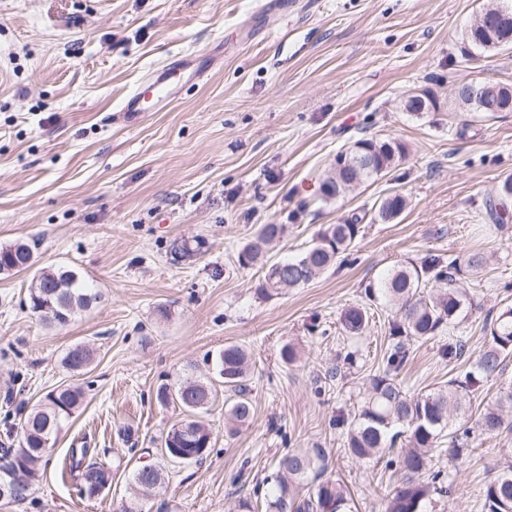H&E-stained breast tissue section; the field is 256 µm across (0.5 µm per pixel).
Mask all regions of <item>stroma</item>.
<instances>
[{
  "instance_id": "stroma-1",
  "label": "stroma",
  "mask_w": 512,
  "mask_h": 512,
  "mask_svg": "<svg viewBox=\"0 0 512 512\" xmlns=\"http://www.w3.org/2000/svg\"><path fill=\"white\" fill-rule=\"evenodd\" d=\"M258 2L0 0V246L24 242L35 257L33 270L0 275V445H17L22 412L54 387L86 393L26 500L0 512H117L133 468L158 461L178 417L157 403L158 387L211 378L229 344L252 359L254 416L230 428L216 400L203 416L210 454L166 464L145 512H236L240 499L263 501L282 455L317 448L358 512H384L395 475L351 458L339 424L391 346L390 308L369 301L366 286L409 261L489 259L457 280L465 319L412 346L398 375L412 394L468 368L486 317L512 304V210L499 224L485 208L512 175V112H465L451 96L473 76L512 84V49L462 54L465 27L494 0H273L263 12ZM190 52L198 76L178 100L125 124L123 98ZM414 89L432 91L439 109L403 111ZM372 136L403 142L405 158L324 198L337 152ZM393 191L407 200L403 213L364 223L308 285L265 297L261 271L237 261L259 225H282L270 255L292 258ZM176 240L191 258H175ZM59 266L100 294L64 327L33 315L28 299L34 271ZM160 305L169 318H156ZM351 306L372 315L356 337L340 324ZM459 340L462 356H445ZM79 343L93 363L76 376L63 358ZM286 344L294 363L281 358ZM83 441L90 462L112 471L111 491L90 499L68 467ZM511 463L512 429L475 438L462 459L440 458L449 491L426 512H481L482 486Z\"/></svg>"
}]
</instances>
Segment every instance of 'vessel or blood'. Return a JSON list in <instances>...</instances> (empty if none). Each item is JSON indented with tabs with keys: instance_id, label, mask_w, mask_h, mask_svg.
I'll return each mask as SVG.
<instances>
[{
	"instance_id": "obj_1",
	"label": "vessel or blood",
	"mask_w": 512,
	"mask_h": 512,
	"mask_svg": "<svg viewBox=\"0 0 512 512\" xmlns=\"http://www.w3.org/2000/svg\"><path fill=\"white\" fill-rule=\"evenodd\" d=\"M192 67L193 58L187 55L152 71L125 96L121 112L134 119L145 112L147 102L161 107L167 105L182 91L186 74Z\"/></svg>"
}]
</instances>
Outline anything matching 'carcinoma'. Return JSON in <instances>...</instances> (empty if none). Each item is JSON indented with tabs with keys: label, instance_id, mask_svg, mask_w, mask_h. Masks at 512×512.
<instances>
[{
	"label": "carcinoma",
	"instance_id": "obj_1",
	"mask_svg": "<svg viewBox=\"0 0 512 512\" xmlns=\"http://www.w3.org/2000/svg\"><path fill=\"white\" fill-rule=\"evenodd\" d=\"M485 12L477 14L463 36L468 43L464 54L475 49L481 52L499 50L496 44L478 42L472 38L473 29H483ZM458 105L470 112L484 111V92L477 85L471 90L459 85ZM406 154V146L394 139L360 138L342 151L344 162L336 163L325 180V196L330 198L368 182L391 170ZM406 199L392 193L375 205L374 219L390 222L405 210ZM365 216L354 214L341 224L329 225L301 256L273 261L268 257L270 246L280 237L282 225L261 224L256 236L238 254L243 267L261 266V290L267 295L282 290L286 284L297 288L312 282L335 264L338 257L354 244ZM34 265L31 247L17 242L0 248V274L18 273ZM486 264L480 252H465L440 259L424 260L395 267L376 284H370L365 294L369 299L381 298L394 309L388 320L392 347L382 371L366 381L365 396L354 412L346 432L345 449L358 460H379L392 450L397 438L407 434V446L400 460V479L384 496L385 512H423L426 500L442 492L438 486L440 472L431 478L426 474L435 461L448 453L454 457L468 447L465 437L451 430V424L462 410L460 398L473 393L481 383L502 374L504 361L512 357V307L501 309L485 330L489 338L478 352L473 369L448 379V384L427 393L409 394L397 379L413 342L429 340L444 329L459 322L466 309V299L456 287L457 277L467 270L478 272ZM41 278L39 287L28 288L31 311L51 324L64 326L79 311L89 309L100 299L68 267L60 266ZM369 316L363 308H349L341 318L347 336L362 334ZM64 367L74 373H85L92 364V352L86 346H72L63 358ZM249 359L239 345H226L214 360V374L224 387V406L227 419L243 426L253 418L254 405L249 387ZM218 390L213 381L188 378L176 387L162 385L156 399L165 406L179 410V419L165 434L161 445L177 448L191 455V461L206 458L211 448V430L201 421L202 414L216 400ZM84 391L76 385H61L50 390L42 400L21 419L19 442L16 448L3 449L9 458L0 477V489L11 491L15 501L25 499L30 479L42 466L47 447L62 429L64 421L83 405ZM512 427V386L499 392L474 419L473 429L480 436H493ZM448 437V448L441 447ZM86 448H72L69 470L77 474L80 484L90 488L112 482L110 469L95 463H85ZM151 474L141 475L137 467L132 473L133 487L144 492L152 484L164 480L161 464L150 465ZM325 456L316 451L289 452L278 460L275 486L265 500V512H352V499L343 484L326 476ZM485 512H512V469L503 471L487 482L482 489Z\"/></svg>",
	"mask_w": 512,
	"mask_h": 512
}]
</instances>
